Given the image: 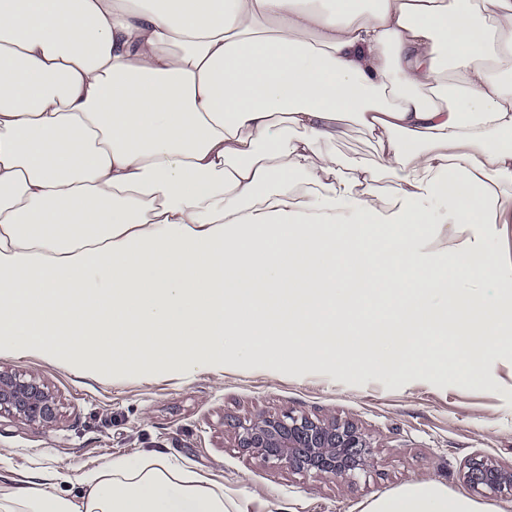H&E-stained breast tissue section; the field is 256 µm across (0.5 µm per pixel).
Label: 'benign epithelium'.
Returning <instances> with one entry per match:
<instances>
[{
  "instance_id": "obj_1",
  "label": "benign epithelium",
  "mask_w": 512,
  "mask_h": 512,
  "mask_svg": "<svg viewBox=\"0 0 512 512\" xmlns=\"http://www.w3.org/2000/svg\"><path fill=\"white\" fill-rule=\"evenodd\" d=\"M29 422L50 424L55 402L40 385L0 372V413ZM238 445L263 464H284L289 469L322 478L355 477L370 467L372 443L356 426L326 424L291 411L237 424ZM465 483L485 496L512 498V471L487 458H473L464 472Z\"/></svg>"
}]
</instances>
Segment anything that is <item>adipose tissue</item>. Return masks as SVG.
<instances>
[{"label":"adipose tissue","mask_w":512,"mask_h":512,"mask_svg":"<svg viewBox=\"0 0 512 512\" xmlns=\"http://www.w3.org/2000/svg\"><path fill=\"white\" fill-rule=\"evenodd\" d=\"M511 222L512 0H0V354L487 377ZM65 478L0 471V512H284L161 451ZM364 512L480 509L429 481ZM336 152L346 162L353 159L369 162L374 157V142L364 134L355 124H349L345 135L336 141ZM484 248L496 255L506 269H512V223L496 225L484 239ZM466 236L467 232L461 231V228H459L458 232L455 234L448 232L447 242L430 238L426 241L425 252L434 257L437 261H441L447 257L448 251L453 250Z\"/></svg>","instance_id":"obj_1"}]
</instances>
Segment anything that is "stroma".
<instances>
[{
	"mask_svg": "<svg viewBox=\"0 0 512 512\" xmlns=\"http://www.w3.org/2000/svg\"><path fill=\"white\" fill-rule=\"evenodd\" d=\"M491 357L489 378L452 371H268L231 362L190 380L97 382L35 356L0 355V371L44 385L56 405V419L47 425L0 415V468L18 475L65 468L61 490L74 495L101 463L161 450L288 512H363L377 498L433 480L482 512H512V499L481 495L462 477L476 457L512 468V346L493 349ZM288 411L357 426L375 448L367 474L321 479L260 464L238 448L235 423Z\"/></svg>",
	"mask_w": 512,
	"mask_h": 512,
	"instance_id": "35a3bbf8",
	"label": "stroma"
}]
</instances>
